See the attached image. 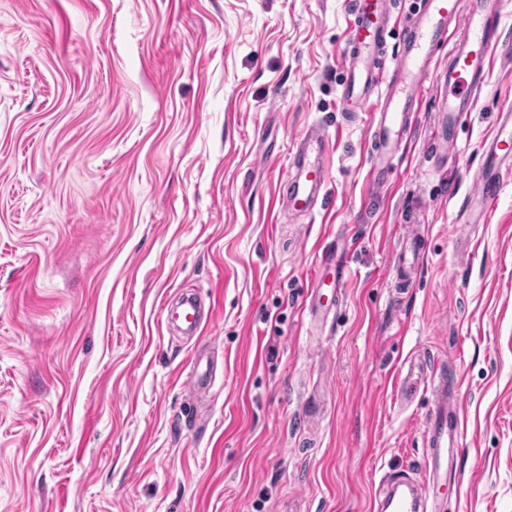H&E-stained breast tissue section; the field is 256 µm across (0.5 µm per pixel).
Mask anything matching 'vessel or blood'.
I'll list each match as a JSON object with an SVG mask.
<instances>
[{"label":"vessel or blood","instance_id":"1","mask_svg":"<svg viewBox=\"0 0 512 512\" xmlns=\"http://www.w3.org/2000/svg\"><path fill=\"white\" fill-rule=\"evenodd\" d=\"M351 14L350 48L341 98L350 111L361 112L370 107L376 110L374 136L379 144L373 158L376 181L384 182L393 169L397 149L408 137L418 110L417 91L421 80L444 46L449 49L448 64L442 74L448 94L440 101L439 115L446 134L436 143L434 155L446 159L449 148L455 145L453 131L461 115L472 110L477 92L486 83L493 53L500 44L495 0H419L413 21L403 26L402 38L392 53L387 50V40L392 33L393 18L386 0H352ZM325 148V136L318 128L312 126L299 134L293 148L298 174L288 182L289 211H314L324 183L321 157ZM509 173H512V111L506 109L500 114L498 131L484 146L476 172L478 190L459 207L466 223H480ZM421 258L418 238L405 240L394 270L398 285L409 284L410 273L418 268ZM163 315L184 334L196 335L203 330V299L192 292L184 294L177 306H164ZM406 365L399 381V397L409 400L422 391L431 401L426 429L431 475L425 486L410 477L397 479L385 494L378 512H425L431 486L447 485L448 472L462 445V406L443 370L413 358Z\"/></svg>","mask_w":512,"mask_h":512}]
</instances>
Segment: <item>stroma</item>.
Returning a JSON list of instances; mask_svg holds the SVG:
<instances>
[{
    "label": "stroma",
    "mask_w": 512,
    "mask_h": 512,
    "mask_svg": "<svg viewBox=\"0 0 512 512\" xmlns=\"http://www.w3.org/2000/svg\"><path fill=\"white\" fill-rule=\"evenodd\" d=\"M350 8L0 0V512H375L390 475L427 474L430 402L395 392L419 354L463 398L444 512H512V175L483 223L457 208L512 69L493 60L443 164L429 73L376 191L372 115L340 99ZM312 124L322 205L295 217L282 186ZM340 248L353 275L311 321ZM187 290L215 302L195 343L161 314ZM398 265L394 269L395 282L401 287L410 283V272L419 267L422 258V248L417 237H411L403 242Z\"/></svg>",
    "instance_id": "1"
}]
</instances>
